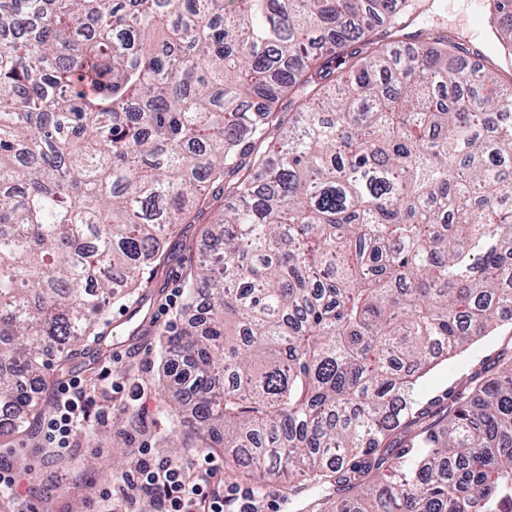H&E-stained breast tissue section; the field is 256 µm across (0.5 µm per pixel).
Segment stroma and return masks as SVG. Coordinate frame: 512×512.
Instances as JSON below:
<instances>
[{
    "mask_svg": "<svg viewBox=\"0 0 512 512\" xmlns=\"http://www.w3.org/2000/svg\"><path fill=\"white\" fill-rule=\"evenodd\" d=\"M486 12V0H439L430 11L411 16L406 30L449 31L465 46L484 48L491 39L482 22ZM228 204L227 197L216 195L195 223L179 225L167 236L160 265L144 270L145 288L108 305L103 319L107 332L77 345L65 373L47 371L23 452L0 456L21 478L19 497L0 494V512H110L101 492L112 477L130 468L141 445L175 465L207 458L196 448L177 452L161 445L162 436L172 434L177 424L167 412L168 391L159 382L165 362L159 335L181 325L188 293L185 277L205 250L202 232L220 219ZM509 345L511 316L494 335L430 373L422 383L424 394L461 385L485 359ZM66 375L80 377L86 385L87 417L72 447L58 452L45 443L39 425L53 414L55 390ZM122 430L128 433L123 442L117 437ZM287 485L282 479L264 486L259 512H309L308 502L329 493L324 487L293 495Z\"/></svg>",
    "mask_w": 512,
    "mask_h": 512,
    "instance_id": "obj_1",
    "label": "stroma"
}]
</instances>
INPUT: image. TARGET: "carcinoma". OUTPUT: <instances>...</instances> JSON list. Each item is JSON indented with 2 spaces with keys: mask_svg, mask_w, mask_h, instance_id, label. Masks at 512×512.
Here are the masks:
<instances>
[{
  "mask_svg": "<svg viewBox=\"0 0 512 512\" xmlns=\"http://www.w3.org/2000/svg\"><path fill=\"white\" fill-rule=\"evenodd\" d=\"M421 7L0 0L9 430L218 185L235 203L188 279L209 311L163 346L200 447L261 487L331 482L334 512H512V352L419 398L512 313V72L449 35L392 49ZM490 8L509 58L512 0Z\"/></svg>",
  "mask_w": 512,
  "mask_h": 512,
  "instance_id": "obj_1",
  "label": "carcinoma"
}]
</instances>
